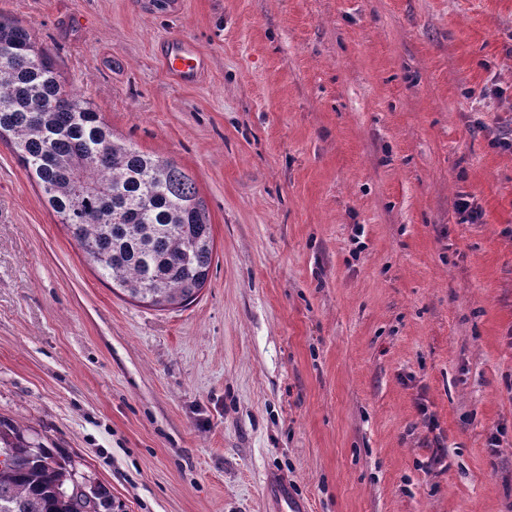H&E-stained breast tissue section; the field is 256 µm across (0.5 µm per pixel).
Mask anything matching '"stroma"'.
Instances as JSON below:
<instances>
[{
	"label": "stroma",
	"instance_id": "35a3bbf8",
	"mask_svg": "<svg viewBox=\"0 0 512 512\" xmlns=\"http://www.w3.org/2000/svg\"><path fill=\"white\" fill-rule=\"evenodd\" d=\"M0 17L194 178L214 239L197 300L132 302L0 142V417L115 512H270L269 472L309 512H512V0ZM175 36L207 56L196 84L161 61Z\"/></svg>",
	"mask_w": 512,
	"mask_h": 512
}]
</instances>
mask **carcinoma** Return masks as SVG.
I'll use <instances>...</instances> for the list:
<instances>
[{"label":"carcinoma","mask_w":512,"mask_h":512,"mask_svg":"<svg viewBox=\"0 0 512 512\" xmlns=\"http://www.w3.org/2000/svg\"><path fill=\"white\" fill-rule=\"evenodd\" d=\"M0 140L79 243L100 279L159 310L195 301L208 279L212 221L174 160L116 138L70 90L29 30L0 18ZM0 512H113L104 486L86 497L70 459L0 418Z\"/></svg>","instance_id":"carcinoma-1"}]
</instances>
